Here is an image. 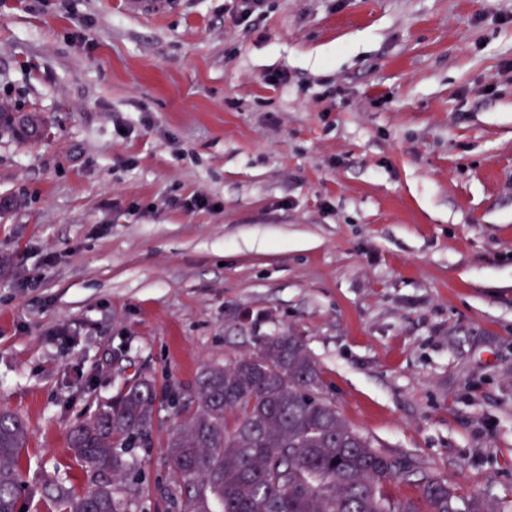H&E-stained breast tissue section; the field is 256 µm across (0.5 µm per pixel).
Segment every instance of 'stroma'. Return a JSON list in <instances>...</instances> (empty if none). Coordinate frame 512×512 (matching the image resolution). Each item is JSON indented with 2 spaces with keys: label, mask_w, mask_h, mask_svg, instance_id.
Masks as SVG:
<instances>
[{
  "label": "stroma",
  "mask_w": 512,
  "mask_h": 512,
  "mask_svg": "<svg viewBox=\"0 0 512 512\" xmlns=\"http://www.w3.org/2000/svg\"><path fill=\"white\" fill-rule=\"evenodd\" d=\"M508 61L512 0H0V103L46 124L0 136L19 506L89 486L69 430L143 376L124 512H219L171 485L180 407L291 335L375 448L512 512Z\"/></svg>",
  "instance_id": "1"
}]
</instances>
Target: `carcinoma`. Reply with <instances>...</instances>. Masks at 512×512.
I'll use <instances>...</instances> for the list:
<instances>
[{
    "label": "carcinoma",
    "instance_id": "1",
    "mask_svg": "<svg viewBox=\"0 0 512 512\" xmlns=\"http://www.w3.org/2000/svg\"><path fill=\"white\" fill-rule=\"evenodd\" d=\"M319 387L316 364L294 336H269L260 355L206 370L166 445L173 475L196 483L221 512H419L382 485L413 475L412 464L374 448ZM157 399L153 382L138 378L72 428L70 449L93 480L78 494L57 490L66 512H119L109 476L126 468L120 448L151 429ZM27 441L23 420L1 410L0 512H16ZM418 482L428 512H459L446 480L423 473Z\"/></svg>",
    "mask_w": 512,
    "mask_h": 512
}]
</instances>
